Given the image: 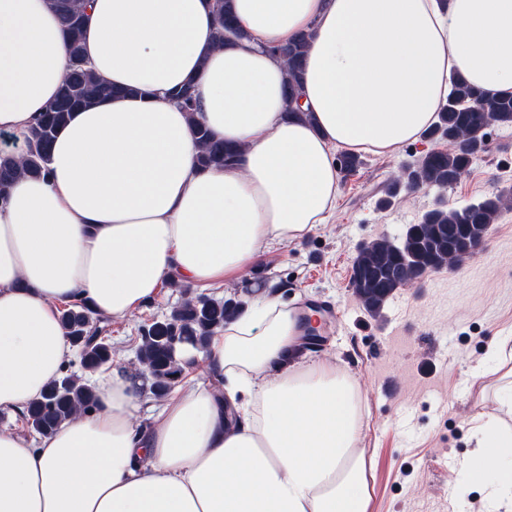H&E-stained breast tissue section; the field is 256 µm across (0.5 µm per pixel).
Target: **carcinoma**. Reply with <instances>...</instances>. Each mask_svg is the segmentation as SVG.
Masks as SVG:
<instances>
[{
	"instance_id": "1",
	"label": "carcinoma",
	"mask_w": 512,
	"mask_h": 512,
	"mask_svg": "<svg viewBox=\"0 0 512 512\" xmlns=\"http://www.w3.org/2000/svg\"><path fill=\"white\" fill-rule=\"evenodd\" d=\"M51 5L66 34L71 70L57 98L30 128L25 138V153L0 154L1 200L17 178L48 171L53 138L70 112L114 94V89L83 58L86 0H51ZM214 15L218 44H224L230 34L239 40L247 38L238 25L232 0L215 7ZM308 47L306 36L286 45L284 60L288 64L287 98L291 110L301 93L300 70ZM508 125H512V97H489L463 80L452 81L438 121L428 132L438 146L404 172L406 186L446 188L457 182L485 150L486 129ZM194 126L201 145L202 167L222 168L234 161L240 147L215 139L200 123ZM511 199L510 188L461 209L439 206L427 212L420 223L410 225L401 242L383 237L364 244L352 265L354 294L368 312L379 314L398 288L428 271L450 265L455 253L483 239L504 201ZM241 309L242 303L232 297L221 301L200 295L174 307L168 317L144 326L138 358L142 372L151 382L152 396L165 397L171 390L169 381L184 372L186 363L178 356L179 346L186 344L199 354L205 352L210 337L234 321ZM60 315L67 337L79 356L81 371L73 370L70 364L65 366L43 399L18 413V419L29 431L43 436L53 433L78 412L94 408L96 394L84 373L98 370L114 357L107 325L86 303L70 302L60 309Z\"/></svg>"
}]
</instances>
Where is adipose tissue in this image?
<instances>
[{"instance_id": "ef3b65f1", "label": "adipose tissue", "mask_w": 512, "mask_h": 512, "mask_svg": "<svg viewBox=\"0 0 512 512\" xmlns=\"http://www.w3.org/2000/svg\"><path fill=\"white\" fill-rule=\"evenodd\" d=\"M243 42L216 45L211 0H88L83 51L112 96L72 112L49 174L0 202V413L41 398L74 349L64 303L126 318L173 279L210 285L334 209V152L392 154L435 122L453 77L512 96V0H234ZM309 34L306 115H286L270 54ZM71 60L49 0H0V131L25 138ZM192 84L189 116L171 93ZM241 146L202 168L193 122ZM300 314L258 291L138 430L147 382L93 377L97 405L51 435L0 430V512H367L357 380L302 364ZM505 417L474 426L461 490L512 494ZM222 388H215V381Z\"/></svg>"}]
</instances>
